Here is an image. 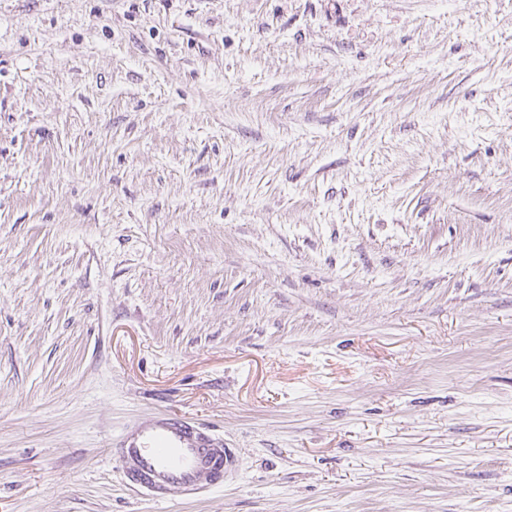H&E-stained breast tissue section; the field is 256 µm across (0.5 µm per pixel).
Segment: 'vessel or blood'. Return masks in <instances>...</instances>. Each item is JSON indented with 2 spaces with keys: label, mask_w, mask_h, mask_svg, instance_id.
Instances as JSON below:
<instances>
[{
  "label": "vessel or blood",
  "mask_w": 512,
  "mask_h": 512,
  "mask_svg": "<svg viewBox=\"0 0 512 512\" xmlns=\"http://www.w3.org/2000/svg\"><path fill=\"white\" fill-rule=\"evenodd\" d=\"M128 478L160 501L197 494L218 484L236 466L235 449L206 428L161 413L126 426L113 442Z\"/></svg>",
  "instance_id": "obj_1"
}]
</instances>
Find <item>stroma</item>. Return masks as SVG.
Listing matches in <instances>:
<instances>
[{"label": "stroma", "mask_w": 512, "mask_h": 512, "mask_svg": "<svg viewBox=\"0 0 512 512\" xmlns=\"http://www.w3.org/2000/svg\"><path fill=\"white\" fill-rule=\"evenodd\" d=\"M0 512H512V0H0ZM128 478L159 501L197 494L236 466L234 448L183 417L160 413L126 426L112 443Z\"/></svg>", "instance_id": "1"}]
</instances>
